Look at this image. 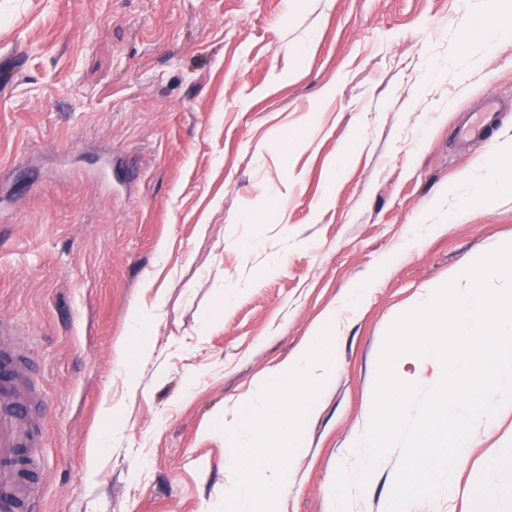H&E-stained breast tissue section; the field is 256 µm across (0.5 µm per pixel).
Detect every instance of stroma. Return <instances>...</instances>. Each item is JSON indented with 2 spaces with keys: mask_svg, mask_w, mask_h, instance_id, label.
<instances>
[{
  "mask_svg": "<svg viewBox=\"0 0 512 512\" xmlns=\"http://www.w3.org/2000/svg\"><path fill=\"white\" fill-rule=\"evenodd\" d=\"M484 0H0V346L31 356L41 512H219L238 402L329 326L336 373L278 512H334L385 338L426 288L512 240L472 203L512 100ZM303 54L289 55V47ZM335 320H328V312ZM118 429L97 468L91 440ZM512 412L451 493L512 503ZM399 450L347 512H384ZM508 104L497 96L485 98L475 112L466 113L457 127V139L460 145L472 150L486 138L488 132L500 122L502 112Z\"/></svg>",
  "mask_w": 512,
  "mask_h": 512,
  "instance_id": "35a3bbf8",
  "label": "stroma"
}]
</instances>
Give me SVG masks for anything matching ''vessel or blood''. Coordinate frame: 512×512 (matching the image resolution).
<instances>
[{
    "mask_svg": "<svg viewBox=\"0 0 512 512\" xmlns=\"http://www.w3.org/2000/svg\"><path fill=\"white\" fill-rule=\"evenodd\" d=\"M505 108L499 97L485 98L459 123L460 145L468 150L478 147L499 124ZM25 363L17 352L0 353V512H38L41 502L40 484L27 475L37 464L33 450L41 445V432L25 413L30 399L21 376Z\"/></svg>",
    "mask_w": 512,
    "mask_h": 512,
    "instance_id": "vessel-or-blood-1",
    "label": "vessel or blood"
}]
</instances>
